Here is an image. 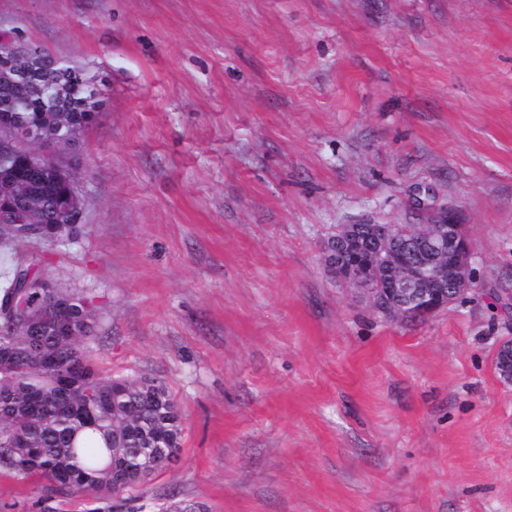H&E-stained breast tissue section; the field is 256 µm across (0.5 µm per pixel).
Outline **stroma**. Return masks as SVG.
<instances>
[{"mask_svg": "<svg viewBox=\"0 0 512 512\" xmlns=\"http://www.w3.org/2000/svg\"><path fill=\"white\" fill-rule=\"evenodd\" d=\"M97 74L82 233L32 244L163 381L179 460L112 512H512V0H0ZM456 210L472 292L409 323L327 272L340 224ZM0 469V512H38Z\"/></svg>", "mask_w": 512, "mask_h": 512, "instance_id": "35a3bbf8", "label": "stroma"}]
</instances>
